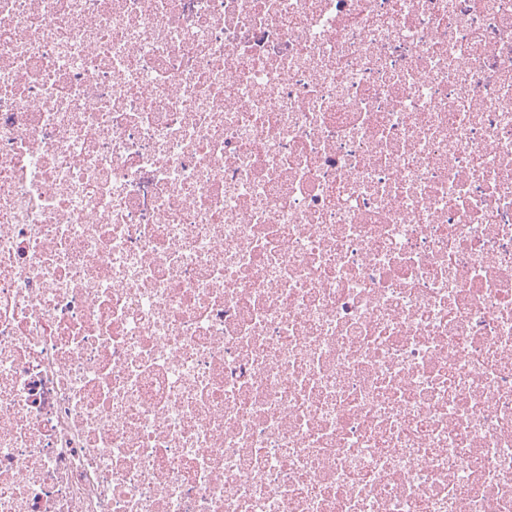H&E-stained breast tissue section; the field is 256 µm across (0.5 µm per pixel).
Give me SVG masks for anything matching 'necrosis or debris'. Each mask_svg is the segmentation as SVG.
Returning a JSON list of instances; mask_svg holds the SVG:
<instances>
[{
	"label": "necrosis or debris",
	"instance_id": "obj_1",
	"mask_svg": "<svg viewBox=\"0 0 512 512\" xmlns=\"http://www.w3.org/2000/svg\"><path fill=\"white\" fill-rule=\"evenodd\" d=\"M0 512H512V0H0Z\"/></svg>",
	"mask_w": 512,
	"mask_h": 512
}]
</instances>
